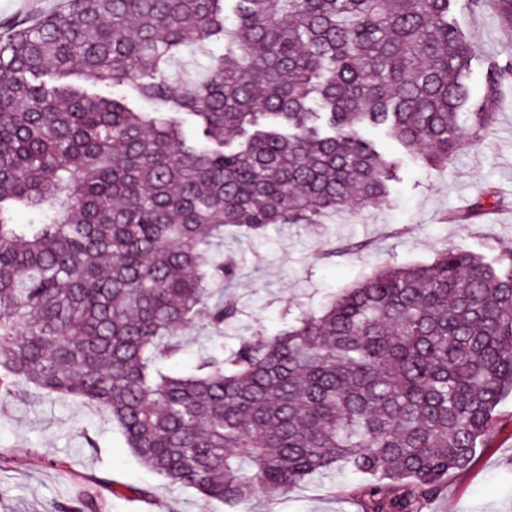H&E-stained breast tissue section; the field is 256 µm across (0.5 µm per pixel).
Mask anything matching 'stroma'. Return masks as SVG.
Returning a JSON list of instances; mask_svg holds the SVG:
<instances>
[{"instance_id": "1", "label": "stroma", "mask_w": 512, "mask_h": 512, "mask_svg": "<svg viewBox=\"0 0 512 512\" xmlns=\"http://www.w3.org/2000/svg\"><path fill=\"white\" fill-rule=\"evenodd\" d=\"M62 0H0V34L17 22L60 9ZM451 19L470 39L475 59L469 84L483 94V63L512 57L489 5L456 0ZM499 205L477 224H449L444 214L467 207L486 190ZM446 247L488 259L512 251V85L500 90L491 128L439 170L406 161L390 183L388 203L329 216L321 224L272 225L245 237L224 233L225 253L238 269L234 296L245 313L226 330L225 348L237 334L282 328L284 307L320 309L340 293L386 266L432 261ZM367 475L316 477L279 499L256 495L227 505L195 490L170 486L143 467L120 430L67 396L17 384L0 400V512H71L78 490H100L108 512H364ZM426 512H512V395L496 408L486 447L471 465L448 474L447 488Z\"/></svg>"}]
</instances>
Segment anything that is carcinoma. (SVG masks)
Segmentation results:
<instances>
[{"label":"carcinoma","mask_w":512,"mask_h":512,"mask_svg":"<svg viewBox=\"0 0 512 512\" xmlns=\"http://www.w3.org/2000/svg\"><path fill=\"white\" fill-rule=\"evenodd\" d=\"M224 2L67 0L0 39V394L25 382L97 407L144 467L209 500L339 469L378 478L366 512H422L512 392V252L387 266L226 356L242 310L222 297L224 231L385 203L404 157L443 168L481 140L512 61L486 62L474 104L453 0ZM487 2L511 32L512 0ZM191 46L200 78L178 66ZM128 86L166 111L131 107ZM203 314L214 336L171 372Z\"/></svg>","instance_id":"carcinoma-1"}]
</instances>
